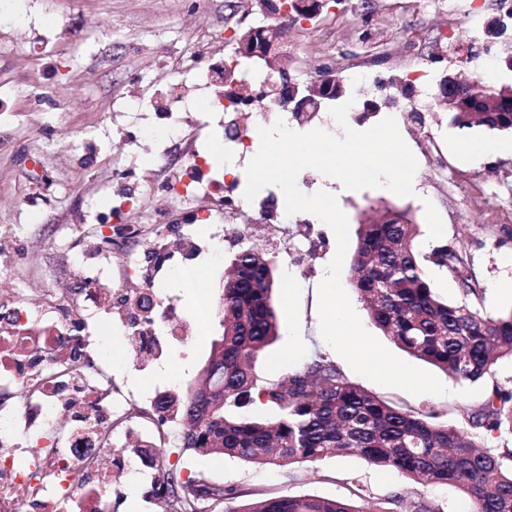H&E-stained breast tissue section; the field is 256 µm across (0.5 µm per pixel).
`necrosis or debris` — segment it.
Wrapping results in <instances>:
<instances>
[{
  "label": "necrosis or debris",
  "mask_w": 512,
  "mask_h": 512,
  "mask_svg": "<svg viewBox=\"0 0 512 512\" xmlns=\"http://www.w3.org/2000/svg\"><path fill=\"white\" fill-rule=\"evenodd\" d=\"M209 150L192 146L181 165L170 168L168 188L182 203L210 201L196 231L155 228L158 246L175 239L183 264L159 275L129 259L125 276L113 280L112 245L105 230L88 233L78 253H60V266L80 283L78 291H45L24 300L0 296L9 309L0 319V389L20 385L22 405L0 404V512H110L112 496V416L124 412L125 396L104 371L109 359L97 327L119 321L134 346L167 359L161 336H196L208 330L217 313L212 303L198 311L194 324L168 328L176 308L162 289L176 278L197 288L205 275L194 263L199 233H206L211 258L223 254L221 223L237 220V204L224 195Z\"/></svg>",
  "instance_id": "obj_1"
}]
</instances>
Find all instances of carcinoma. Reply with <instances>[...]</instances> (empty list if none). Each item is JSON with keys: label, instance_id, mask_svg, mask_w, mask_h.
Listing matches in <instances>:
<instances>
[{"label": "carcinoma", "instance_id": "1", "mask_svg": "<svg viewBox=\"0 0 512 512\" xmlns=\"http://www.w3.org/2000/svg\"><path fill=\"white\" fill-rule=\"evenodd\" d=\"M451 121L507 130L497 112H453ZM418 235L419 225L392 209L359 225L352 288L394 345L450 378L477 382L499 361L512 359V312L489 316L474 304L442 300L416 250ZM429 261L458 278L464 258L437 247ZM275 288L276 264L263 248L253 244L233 255L218 304L222 334L206 360L210 372L200 371L183 397L162 395L156 403L158 412H170L180 422L179 452L276 466L355 454L422 487L453 485L471 501L473 512H512V448L487 443L493 434L512 437L511 387L493 388L467 424L452 425L427 421L366 392L322 355L260 384L254 362L279 336ZM256 401L276 414L230 413ZM158 482L168 512H205L211 503L239 497L234 486L184 479L177 466L162 470ZM388 504L364 508L315 495H283L239 512H439L422 499L404 504L393 498Z\"/></svg>", "mask_w": 512, "mask_h": 512}]
</instances>
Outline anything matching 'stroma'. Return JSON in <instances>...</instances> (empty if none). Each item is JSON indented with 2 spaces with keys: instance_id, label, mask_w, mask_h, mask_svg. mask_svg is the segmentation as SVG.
<instances>
[{
  "instance_id": "stroma-1",
  "label": "stroma",
  "mask_w": 512,
  "mask_h": 512,
  "mask_svg": "<svg viewBox=\"0 0 512 512\" xmlns=\"http://www.w3.org/2000/svg\"><path fill=\"white\" fill-rule=\"evenodd\" d=\"M465 2L473 17L452 28L448 0H350L347 11L329 0L321 14L307 24L289 25L284 33L291 77L306 85L332 68L348 96L363 101L379 99L380 80L398 79L421 63L435 79L465 72L458 46L484 41L499 0ZM270 23L256 0H5L0 5V225H15L16 239L14 266L0 271V293L27 297L67 287L68 274L56 257L82 250L76 216L111 209L115 186L139 196L141 206L130 221L140 226L141 235L124 252L113 253V277H121L124 255L146 260L156 215L173 225L193 215L194 205L174 202L163 173L150 169L155 153L179 161L190 150L189 141L171 135L161 117L169 105L167 88L192 85L200 70L234 56L240 31ZM421 116L418 122H397L418 162L413 196L379 188L340 195L349 233L357 235L359 225L384 208L408 211L420 229V255L445 245L465 258L457 279L428 266L441 298L463 302L460 280L470 277L484 290V312L512 311V296L497 290L512 279V237L498 231L512 212V154L462 163L455 152L459 137L512 144V131L462 128L440 109L422 110ZM422 125L432 130L434 145L420 138ZM257 198L267 203L270 216L258 218L247 206L237 221L249 225V241L276 258L280 325L278 341L255 363L259 381L291 372L319 353L348 381L395 406L432 415L437 423H453L462 411L479 409L494 386L512 387L507 360L477 382L444 379L442 396L411 395L355 372L320 334L318 286L337 250L334 233L306 214L300 223L285 222L278 186L264 187ZM26 204L36 206L37 222L23 220ZM198 263L208 270L207 292L165 284L182 323L194 320L201 300L219 299L224 263L205 255ZM221 333L219 322H212L205 335L175 346L169 360L155 366L144 362L124 335L112 334V381L135 408L134 417H115L116 433L133 420L152 423L156 394H183ZM164 463L179 466L183 477L240 490V498L217 505L215 512H240L249 503L282 495L358 497L376 508L397 495L407 502L427 499L440 512L472 510L452 485L417 487L358 455L274 466L229 456H181L170 447ZM112 483L111 512H152L148 476L116 467Z\"/></svg>"
}]
</instances>
